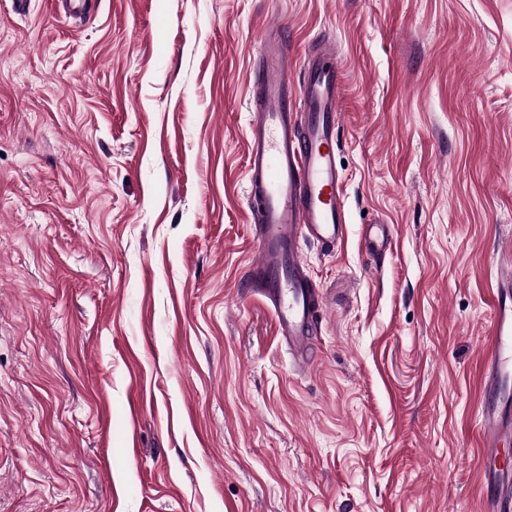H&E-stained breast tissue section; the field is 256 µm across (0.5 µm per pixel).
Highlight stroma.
<instances>
[{
	"label": "stroma",
	"instance_id": "1",
	"mask_svg": "<svg viewBox=\"0 0 512 512\" xmlns=\"http://www.w3.org/2000/svg\"><path fill=\"white\" fill-rule=\"evenodd\" d=\"M276 27L345 87L303 374L245 288ZM507 240L512 0H0V512H483ZM370 226L366 236V249L372 255L385 252L392 243V233L388 224H368Z\"/></svg>",
	"mask_w": 512,
	"mask_h": 512
}]
</instances>
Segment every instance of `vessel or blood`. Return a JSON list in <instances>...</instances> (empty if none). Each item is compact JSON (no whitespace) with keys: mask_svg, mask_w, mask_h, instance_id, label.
I'll return each instance as SVG.
<instances>
[{"mask_svg":"<svg viewBox=\"0 0 512 512\" xmlns=\"http://www.w3.org/2000/svg\"><path fill=\"white\" fill-rule=\"evenodd\" d=\"M304 57L302 79L292 83L293 58L282 30L265 35L258 55L257 95L249 114L247 165L256 216L250 288L270 308L291 358L306 369L325 295L305 267L302 246L313 242L336 248L347 233V219L336 158L341 65L325 40L310 44ZM365 241L370 254L385 252L392 243L389 225L371 224ZM497 280L491 352L482 371L486 398L479 421L482 488L489 512L502 506L497 489L508 473L498 455L504 421L500 396L512 382V248L499 262Z\"/></svg>","mask_w":512,"mask_h":512,"instance_id":"1","label":"vessel or blood"}]
</instances>
